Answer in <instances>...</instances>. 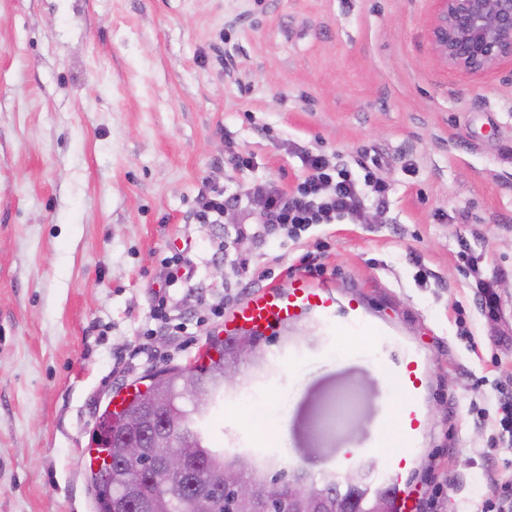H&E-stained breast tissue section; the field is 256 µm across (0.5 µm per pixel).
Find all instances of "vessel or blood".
Wrapping results in <instances>:
<instances>
[{"instance_id":"1","label":"vessel or blood","mask_w":512,"mask_h":512,"mask_svg":"<svg viewBox=\"0 0 512 512\" xmlns=\"http://www.w3.org/2000/svg\"><path fill=\"white\" fill-rule=\"evenodd\" d=\"M335 323L337 330L354 333L365 330L379 337L385 365L398 383L401 395L399 429L403 452L391 455L383 470V479L394 488L403 508H410V496L399 484L409 464L407 449L419 447L425 418L424 359L414 346L395 349L388 328L378 324L357 301L339 303L335 293L314 285L308 277L295 274L287 287L269 286L254 292L224 318V333L233 336L248 331L258 336L302 319Z\"/></svg>"}]
</instances>
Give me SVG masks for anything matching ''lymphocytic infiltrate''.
<instances>
[{"instance_id": "1", "label": "lymphocytic infiltrate", "mask_w": 512, "mask_h": 512, "mask_svg": "<svg viewBox=\"0 0 512 512\" xmlns=\"http://www.w3.org/2000/svg\"><path fill=\"white\" fill-rule=\"evenodd\" d=\"M304 164L307 173L295 192L265 182L250 189L263 201L259 218L264 226L283 231L289 241H298L312 225L360 217L365 197H373L380 206L385 203L388 188L372 173L355 178L348 168L336 167L323 154L306 156Z\"/></svg>"}]
</instances>
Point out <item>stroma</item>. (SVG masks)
Segmentation results:
<instances>
[{
    "label": "stroma",
    "mask_w": 512,
    "mask_h": 512,
    "mask_svg": "<svg viewBox=\"0 0 512 512\" xmlns=\"http://www.w3.org/2000/svg\"><path fill=\"white\" fill-rule=\"evenodd\" d=\"M431 0H0V512H97L83 458L118 392L195 364L212 310L314 276L414 345L425 428L403 475L426 512H478L495 448L496 385L512 373V74L469 80L435 59ZM388 187L364 223L318 224L291 243L242 237L241 213L200 224L202 193L292 189L303 153ZM251 160L240 168L234 155ZM501 298L476 303L460 240ZM185 253L157 341L163 261ZM247 262L237 275L239 262ZM250 374L273 441L225 394L212 418L248 435L269 474L309 478L397 448L399 397L362 336L305 319L260 341Z\"/></svg>",
    "instance_id": "obj_1"
}]
</instances>
